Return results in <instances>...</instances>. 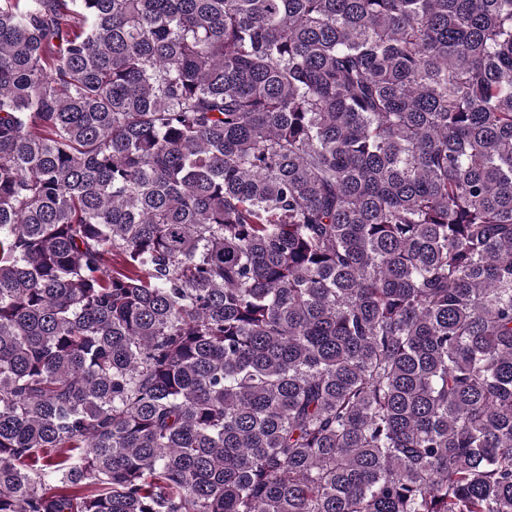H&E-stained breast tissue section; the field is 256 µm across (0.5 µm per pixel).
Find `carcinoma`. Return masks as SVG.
Returning <instances> with one entry per match:
<instances>
[{
    "mask_svg": "<svg viewBox=\"0 0 512 512\" xmlns=\"http://www.w3.org/2000/svg\"><path fill=\"white\" fill-rule=\"evenodd\" d=\"M0 512H512V0H0Z\"/></svg>",
    "mask_w": 512,
    "mask_h": 512,
    "instance_id": "obj_1",
    "label": "carcinoma"
}]
</instances>
